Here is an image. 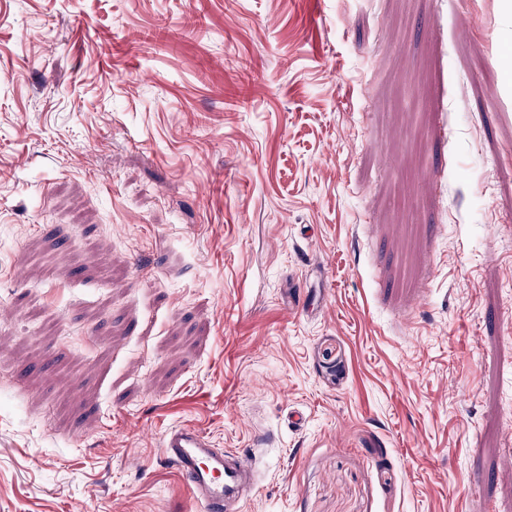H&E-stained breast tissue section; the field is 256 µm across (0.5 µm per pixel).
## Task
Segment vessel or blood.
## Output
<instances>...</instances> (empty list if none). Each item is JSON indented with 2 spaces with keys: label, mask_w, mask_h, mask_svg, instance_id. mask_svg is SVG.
Masks as SVG:
<instances>
[{
  "label": "vessel or blood",
  "mask_w": 512,
  "mask_h": 512,
  "mask_svg": "<svg viewBox=\"0 0 512 512\" xmlns=\"http://www.w3.org/2000/svg\"><path fill=\"white\" fill-rule=\"evenodd\" d=\"M163 452L188 481L196 512H241L254 480L245 459L224 455L191 426L170 429L164 436Z\"/></svg>",
  "instance_id": "b4317fda"
}]
</instances>
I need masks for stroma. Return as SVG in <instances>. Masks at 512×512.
<instances>
[{"label": "stroma", "instance_id": "1", "mask_svg": "<svg viewBox=\"0 0 512 512\" xmlns=\"http://www.w3.org/2000/svg\"><path fill=\"white\" fill-rule=\"evenodd\" d=\"M183 425L512 512V0H0V512H195Z\"/></svg>", "mask_w": 512, "mask_h": 512}]
</instances>
